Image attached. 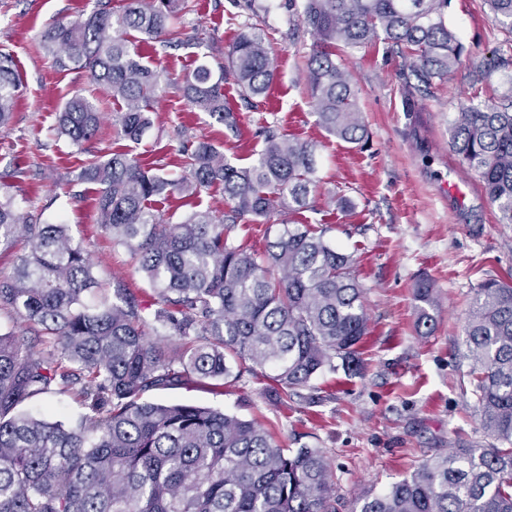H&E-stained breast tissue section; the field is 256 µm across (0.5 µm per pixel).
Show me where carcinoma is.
<instances>
[{"label": "carcinoma", "instance_id": "carcinoma-1", "mask_svg": "<svg viewBox=\"0 0 512 512\" xmlns=\"http://www.w3.org/2000/svg\"><path fill=\"white\" fill-rule=\"evenodd\" d=\"M187 0H93L68 25L52 24L41 47L61 71L82 70L122 103L119 140L138 141L150 126L160 72L127 39L169 47L172 14ZM496 24L512 34V0H486ZM448 0H305L302 20L319 37L308 79L316 122L359 143L368 132L348 73L336 58L382 40L406 51L429 88L459 62L464 47L448 28ZM274 79L270 47L242 32L228 64H199L183 77L184 98L238 134L224 99L233 84L251 99ZM19 91L12 59L0 54V128ZM97 105L73 95L57 117L58 134L78 148L98 129ZM452 151L476 172L502 223L512 224V101L462 105L450 123ZM189 168L174 182L126 151L91 162L83 176L100 186L99 224L128 249L153 287V316L124 289L102 291L65 224H32L0 198V242L23 237L28 251L0 278V310L42 327L44 347H23L0 333V512H329L330 465L319 448H283L254 420L186 403L146 401L153 390L222 381L233 372H274L295 391L325 371H354L368 317L353 275V255L306 225H283L258 255L229 241L243 218H269L308 207L316 145L270 128L256 161L238 167L211 143L183 140ZM221 184L231 206L166 224L154 198L197 194ZM99 293L91 305L86 296ZM417 329L432 330L434 285L414 289ZM175 342L148 339L151 323ZM469 388L481 428L495 443L436 454L380 494L356 499L353 512H512V278L481 284L465 328ZM68 391L83 408L73 423L20 411L36 396Z\"/></svg>", "mask_w": 512, "mask_h": 512}]
</instances>
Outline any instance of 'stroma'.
<instances>
[{"label":"stroma","instance_id":"stroma-1","mask_svg":"<svg viewBox=\"0 0 512 512\" xmlns=\"http://www.w3.org/2000/svg\"><path fill=\"white\" fill-rule=\"evenodd\" d=\"M303 6V0H189L188 10L171 17L169 31H198L207 45L193 55L140 44L145 63L161 78L151 126L130 150L177 179L186 172L177 153L186 139L211 142L243 167L263 147L262 127L314 142L309 207L245 218L230 240L260 254L269 224H308L351 253L369 319L363 369L324 372L291 395L246 373L219 386L193 382L145 398L218 408L259 422L283 447L321 449L331 465V510L351 512L357 496L384 492L432 455L492 442L474 400L461 391L470 369L465 326L480 284L512 277V224L500 223L479 177L451 150L449 124L462 104L512 100V41L484 0H450L445 18L464 51L432 88L418 83L405 57L384 42L349 51L341 64L369 133L366 143L355 145L316 123L307 75L318 36L301 19ZM91 7L90 0H0V52L11 55L21 80L12 119L0 128V194L36 223L68 225L105 288L128 289L152 310L155 292L138 263L98 223L97 184L79 178L91 160L116 147L120 107L86 73L57 70L40 45L47 26L68 23ZM244 30L266 34L275 76L267 94L248 103L236 87H225L239 121L235 135L192 107L175 81L199 64L224 63ZM76 93L95 100L102 113L97 135L83 150L53 132L57 112ZM154 208L176 224L197 210L223 215L227 205L222 187L212 186L196 196L157 200ZM423 277L439 299L426 336L415 326L413 295Z\"/></svg>","mask_w":512,"mask_h":512}]
</instances>
